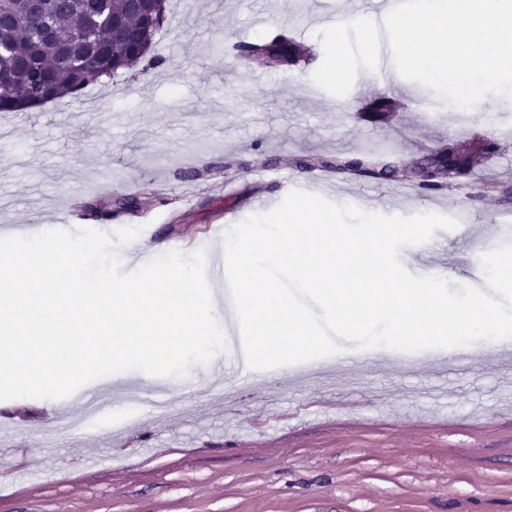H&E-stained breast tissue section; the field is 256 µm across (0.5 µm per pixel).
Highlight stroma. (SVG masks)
I'll return each instance as SVG.
<instances>
[{"label": "stroma", "instance_id": "1", "mask_svg": "<svg viewBox=\"0 0 512 512\" xmlns=\"http://www.w3.org/2000/svg\"><path fill=\"white\" fill-rule=\"evenodd\" d=\"M168 4L155 38L165 66L100 79L32 112H0V221L35 235L68 214L96 229L83 204L119 184L148 203L139 221L154 229L149 246L174 237L184 254L220 256L258 201L283 200L296 158L374 147L417 157L453 138L491 151L450 190L409 198L341 177L338 197L404 216L466 209L471 236L439 230L446 249L401 250L455 286L468 282V256L512 244L496 231L512 218V139L495 130L512 121V98L490 94L452 112L417 82H387L368 25L336 27L343 0ZM278 28L314 58L282 71L226 48ZM379 95L399 102L393 121L361 119ZM488 182L511 191L480 196ZM325 370L222 393L195 365L164 413L131 403L155 382L141 373L111 392L115 409L135 408L128 424L73 407L78 429L50 437L53 401H0V438L17 448L0 457V512H512V357L480 346L441 372L409 370L394 353L352 373L332 356Z\"/></svg>", "mask_w": 512, "mask_h": 512}]
</instances>
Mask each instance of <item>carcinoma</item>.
I'll return each mask as SVG.
<instances>
[{
  "mask_svg": "<svg viewBox=\"0 0 512 512\" xmlns=\"http://www.w3.org/2000/svg\"><path fill=\"white\" fill-rule=\"evenodd\" d=\"M52 34L34 15L30 0H0V112H28L48 102L77 95L86 84L120 71L161 65L146 46L165 20L155 0H47ZM232 50L244 61H262L288 70L308 56V49L286 29ZM485 157V149L456 140L440 142L422 157L396 158L376 149L358 155L308 154L301 169H324L348 179L366 178L382 186L409 183L425 193L452 188L467 178ZM137 196L95 197L84 210L115 214L140 212Z\"/></svg>",
  "mask_w": 512,
  "mask_h": 512,
  "instance_id": "cac0c4a2",
  "label": "carcinoma"
}]
</instances>
